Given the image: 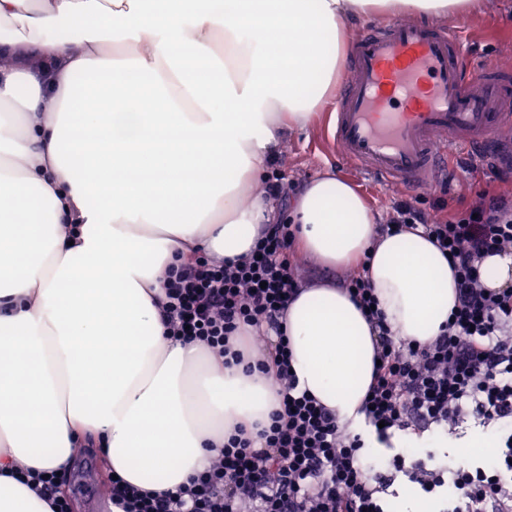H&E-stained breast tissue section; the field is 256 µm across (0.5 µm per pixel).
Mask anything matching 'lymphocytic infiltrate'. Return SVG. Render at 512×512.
<instances>
[{"mask_svg": "<svg viewBox=\"0 0 512 512\" xmlns=\"http://www.w3.org/2000/svg\"><path fill=\"white\" fill-rule=\"evenodd\" d=\"M418 228L447 257L457 284V303L433 341L395 339L366 276L357 271L344 282L378 335L361 410L382 444L395 430L512 417V285L489 291L480 277L486 257L512 256V196L486 190L441 217L402 200L383 226L391 234ZM292 247L289 225L277 224L262 231L248 257L195 255L170 270L159 303L167 335L271 377L281 407L256 433L234 427L218 458L188 484L154 492L117 479L112 504L121 512H386L381 495L401 474L427 494L452 488L448 512H512V433L485 466L431 468L406 452L376 464L365 460L361 434L299 391L283 331L302 288Z\"/></svg>", "mask_w": 512, "mask_h": 512, "instance_id": "1", "label": "lymphocytic infiltrate"}]
</instances>
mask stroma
Instances as JSON below:
<instances>
[{
    "label": "stroma",
    "mask_w": 512,
    "mask_h": 512,
    "mask_svg": "<svg viewBox=\"0 0 512 512\" xmlns=\"http://www.w3.org/2000/svg\"><path fill=\"white\" fill-rule=\"evenodd\" d=\"M477 7L468 15L453 18L452 23L467 34V49L472 59L496 60L512 70V0H477ZM465 156L452 159L456 173L452 183H433L429 186L383 185L358 182L357 188L366 201L376 210L380 218H387L395 202L418 198L428 213H436L438 204L446 208L456 205L457 197L474 199L476 193L489 188L512 194V173L493 175L486 171L468 172ZM276 167L282 178L285 191L276 200L277 206L287 205L291 196L309 179L325 170H333L342 176H350L353 165L330 148L323 137V122L315 120L305 129L291 132L281 153L276 158ZM483 427L475 419H468L454 429L448 430V445L440 448L433 444H413V435L408 431L394 432L390 447L379 448L382 457L392 456L394 451L407 450L419 458L431 459L440 464L445 458L460 457L469 438L482 432ZM110 471L104 455L97 448H82L66 479L67 498L72 504L71 512H111Z\"/></svg>",
    "instance_id": "35a3bbf8"
}]
</instances>
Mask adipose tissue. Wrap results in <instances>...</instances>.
Segmentation results:
<instances>
[{
    "label": "adipose tissue",
    "instance_id": "ef3b65f1",
    "mask_svg": "<svg viewBox=\"0 0 512 512\" xmlns=\"http://www.w3.org/2000/svg\"><path fill=\"white\" fill-rule=\"evenodd\" d=\"M470 0H0V512H51L16 466L70 469L77 441L113 474L173 490L233 425L279 406L266 376L165 334L169 270L248 256L265 225L366 276L394 334L430 342L456 303L421 232H380L325 172L279 209L258 191L288 132L336 109L355 19L438 23ZM286 330L299 390L358 430L375 335L345 290L304 287Z\"/></svg>",
    "mask_w": 512,
    "mask_h": 512
}]
</instances>
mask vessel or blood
I'll use <instances>...</instances> for the list:
<instances>
[{"label": "vessel or blood", "mask_w": 512, "mask_h": 512, "mask_svg": "<svg viewBox=\"0 0 512 512\" xmlns=\"http://www.w3.org/2000/svg\"><path fill=\"white\" fill-rule=\"evenodd\" d=\"M331 139L380 183L435 181L459 149H492L512 167V75L470 61L456 26L390 23L359 36Z\"/></svg>", "instance_id": "b4317fda"}]
</instances>
